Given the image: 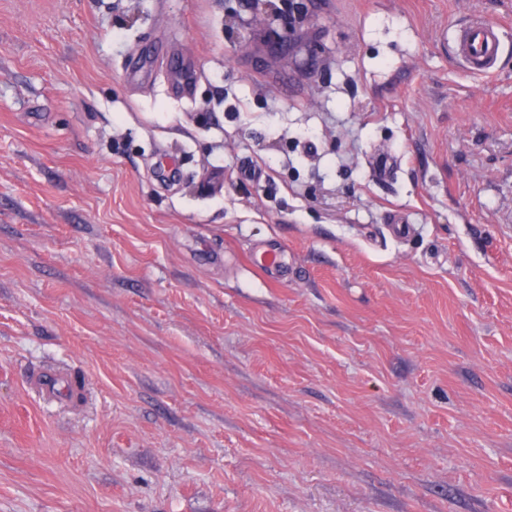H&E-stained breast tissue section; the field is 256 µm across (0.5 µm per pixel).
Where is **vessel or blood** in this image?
Masks as SVG:
<instances>
[{"label":"vessel or blood","mask_w":512,"mask_h":512,"mask_svg":"<svg viewBox=\"0 0 512 512\" xmlns=\"http://www.w3.org/2000/svg\"><path fill=\"white\" fill-rule=\"evenodd\" d=\"M453 55L473 73L492 74L501 53L502 46L497 25L476 19L462 26L451 46ZM253 263L263 275L276 277L282 267V252L273 248L254 257ZM34 385L50 394H76L77 386L72 377L63 373H52L36 377Z\"/></svg>","instance_id":"1"}]
</instances>
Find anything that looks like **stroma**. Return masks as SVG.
I'll return each instance as SVG.
<instances>
[{
    "label": "stroma",
    "instance_id": "35a3bbf8",
    "mask_svg": "<svg viewBox=\"0 0 512 512\" xmlns=\"http://www.w3.org/2000/svg\"><path fill=\"white\" fill-rule=\"evenodd\" d=\"M284 2L0 0V512H512V0ZM451 50L471 72L492 74L502 50L497 25L482 19L470 21L461 26ZM252 262L263 275L270 278H277L282 267V250L273 248L265 250L261 256H252ZM33 383L36 388L48 395L56 396L58 393H63L75 396L77 392V386L72 377L63 373L38 376L34 379Z\"/></svg>",
    "mask_w": 512,
    "mask_h": 512
}]
</instances>
